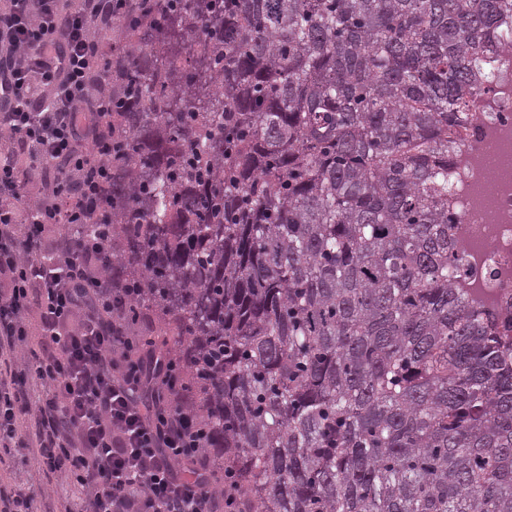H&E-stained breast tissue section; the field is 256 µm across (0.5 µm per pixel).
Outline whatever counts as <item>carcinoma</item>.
Listing matches in <instances>:
<instances>
[{"mask_svg": "<svg viewBox=\"0 0 512 512\" xmlns=\"http://www.w3.org/2000/svg\"><path fill=\"white\" fill-rule=\"evenodd\" d=\"M511 18L152 0L116 20L123 318L181 367L236 512H512V339L454 286L448 223V130Z\"/></svg>", "mask_w": 512, "mask_h": 512, "instance_id": "1", "label": "carcinoma"}]
</instances>
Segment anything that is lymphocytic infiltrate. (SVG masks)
<instances>
[{
  "label": "lymphocytic infiltrate",
  "mask_w": 512,
  "mask_h": 512,
  "mask_svg": "<svg viewBox=\"0 0 512 512\" xmlns=\"http://www.w3.org/2000/svg\"><path fill=\"white\" fill-rule=\"evenodd\" d=\"M142 0H0V464L25 448L79 487L62 512H216L195 412L137 390L177 374L145 351L119 312L137 291L105 272L112 208V93L104 63L126 52L98 24ZM39 349L18 352L30 336ZM33 420L21 434L23 419Z\"/></svg>",
  "instance_id": "f902f5d3"
}]
</instances>
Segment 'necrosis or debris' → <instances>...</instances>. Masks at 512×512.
<instances>
[{
    "mask_svg": "<svg viewBox=\"0 0 512 512\" xmlns=\"http://www.w3.org/2000/svg\"><path fill=\"white\" fill-rule=\"evenodd\" d=\"M480 65L484 89L448 156V216L460 240V287L512 335V23Z\"/></svg>",
    "mask_w": 512,
    "mask_h": 512,
    "instance_id": "necrosis-or-debris-1",
    "label": "necrosis or debris"
}]
</instances>
